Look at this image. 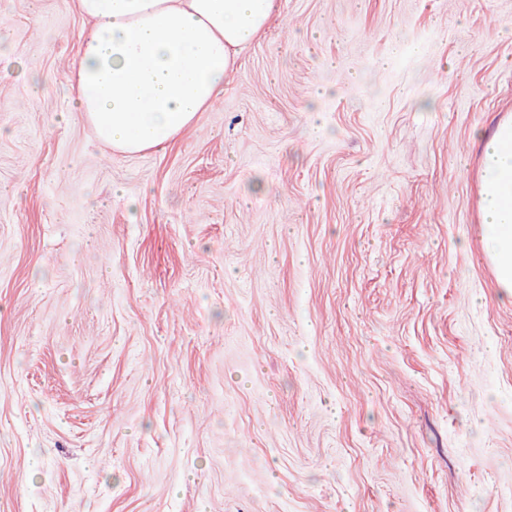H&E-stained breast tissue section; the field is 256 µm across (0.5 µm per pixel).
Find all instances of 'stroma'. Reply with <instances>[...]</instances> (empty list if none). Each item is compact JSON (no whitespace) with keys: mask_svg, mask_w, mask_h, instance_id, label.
Masks as SVG:
<instances>
[{"mask_svg":"<svg viewBox=\"0 0 512 512\" xmlns=\"http://www.w3.org/2000/svg\"><path fill=\"white\" fill-rule=\"evenodd\" d=\"M87 27L0 0V512H512V0H276L135 156L71 110ZM483 140L480 213L482 238L498 288L512 301V120L502 122Z\"/></svg>","mask_w":512,"mask_h":512,"instance_id":"35a3bbf8","label":"stroma"}]
</instances>
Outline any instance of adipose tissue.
<instances>
[{
  "label": "adipose tissue",
  "mask_w": 512,
  "mask_h": 512,
  "mask_svg": "<svg viewBox=\"0 0 512 512\" xmlns=\"http://www.w3.org/2000/svg\"><path fill=\"white\" fill-rule=\"evenodd\" d=\"M275 0H76L92 25L70 80L73 109L124 154L161 147L224 94ZM480 213L496 282L512 301V120L484 137Z\"/></svg>",
  "instance_id": "adipose-tissue-1"
}]
</instances>
